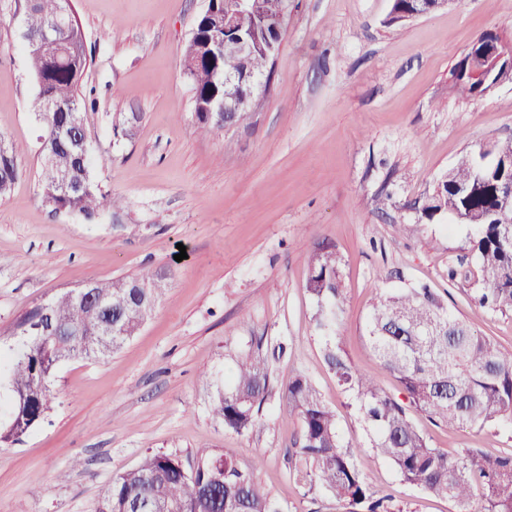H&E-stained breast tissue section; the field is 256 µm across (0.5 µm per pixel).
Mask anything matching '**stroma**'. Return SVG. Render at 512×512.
<instances>
[{
	"label": "stroma",
	"instance_id": "stroma-1",
	"mask_svg": "<svg viewBox=\"0 0 512 512\" xmlns=\"http://www.w3.org/2000/svg\"><path fill=\"white\" fill-rule=\"evenodd\" d=\"M23 3L0 0V139L23 152L22 174L0 196V352L14 346L18 317L88 280L150 268L175 270L176 283L121 349L60 363L45 420L0 445V512H95L113 476L149 451H224L255 468L280 512H347L297 478L300 423L280 393L300 373L335 410L356 465L391 512H456L404 483L370 447L312 327L307 255L321 242L343 255L338 334L388 390L397 384L365 334L383 295L427 285L512 350V313L475 300L468 227L421 217L461 155L512 142V83L467 98L449 88L479 36L512 41V0H454L394 25L392 0H290L268 92L256 95L251 124L220 140L198 129L183 73L208 0H72L88 54L83 88L94 101L84 120L93 172L123 202L90 220L42 200ZM250 346L266 359L273 390L256 428L238 435L213 418L209 380L224 378ZM414 421L452 457L512 448L508 422L451 431L422 414Z\"/></svg>",
	"mask_w": 512,
	"mask_h": 512
}]
</instances>
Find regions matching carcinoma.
Wrapping results in <instances>:
<instances>
[{
  "label": "carcinoma",
  "instance_id": "1",
  "mask_svg": "<svg viewBox=\"0 0 512 512\" xmlns=\"http://www.w3.org/2000/svg\"><path fill=\"white\" fill-rule=\"evenodd\" d=\"M265 16L244 27L281 24V0H265ZM70 0H36L25 7L24 33L35 36L51 25ZM390 22L416 13L415 0H392ZM208 20L198 18L184 53V69L194 90L195 119L201 132L224 137V125H244L253 106L233 112L229 122L213 121L203 104L225 95H241L216 78L224 61L202 53L212 38ZM57 46L48 51L28 45L37 92L31 108L42 121L41 183L43 201L55 210L77 212L87 219L102 211L121 210L122 201L102 192L91 163L80 162L74 140L84 137L86 97L82 81L87 50L79 23L56 32ZM512 142L495 149L492 161L469 153L440 180L424 209L425 218L440 213L459 218L473 229L468 250L475 257L483 288L477 301L493 312H512V208L499 200V187L512 180ZM22 172L21 151L7 146L0 160V195L10 191ZM306 289L314 304L312 324L322 340L323 356L340 384L353 397L370 438L371 448L387 460L402 481L428 495L446 498L457 512H512V451L466 448L457 457L431 445L413 414L424 413L450 429H482L512 422V350L479 335L451 313L429 288H410L375 302L367 317L366 335L383 368L400 384L401 396L381 387L360 371L344 349L338 328L346 295L343 255L332 243H318L307 256ZM175 272L145 270L134 277L100 282L105 301L92 307L67 291L51 299L49 309L37 305L14 323L19 337L6 361L0 360L10 402L0 420V443L16 442L31 432L50 408V380L64 360L105 356L132 338L152 313L157 297ZM81 325L82 336H29L28 328L43 320ZM271 394L266 361L253 349L238 352L231 377L211 406L224 428L247 435L255 427ZM288 411L298 415L296 442L299 481L325 489L349 512H389L385 498L370 489L356 466L336 413L322 400L305 375L288 383ZM96 512H280L256 478L232 457L217 453L185 463L176 453L151 452L141 464L113 477Z\"/></svg>",
  "mask_w": 512,
  "mask_h": 512
}]
</instances>
